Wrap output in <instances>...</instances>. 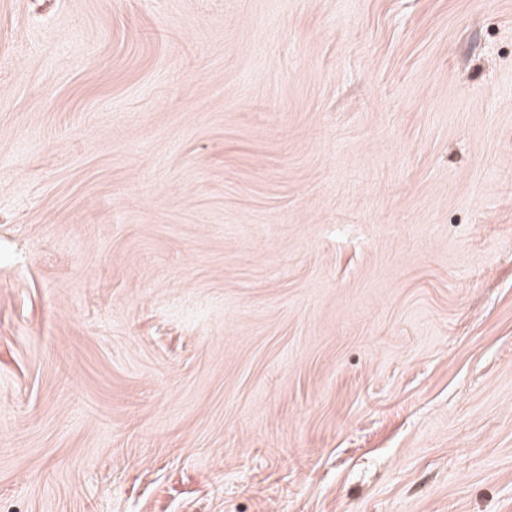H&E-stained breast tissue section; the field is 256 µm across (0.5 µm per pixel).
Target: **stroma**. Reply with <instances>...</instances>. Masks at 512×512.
I'll return each instance as SVG.
<instances>
[{"label":"stroma","mask_w":512,"mask_h":512,"mask_svg":"<svg viewBox=\"0 0 512 512\" xmlns=\"http://www.w3.org/2000/svg\"><path fill=\"white\" fill-rule=\"evenodd\" d=\"M0 512H512V0H0Z\"/></svg>","instance_id":"35a3bbf8"}]
</instances>
